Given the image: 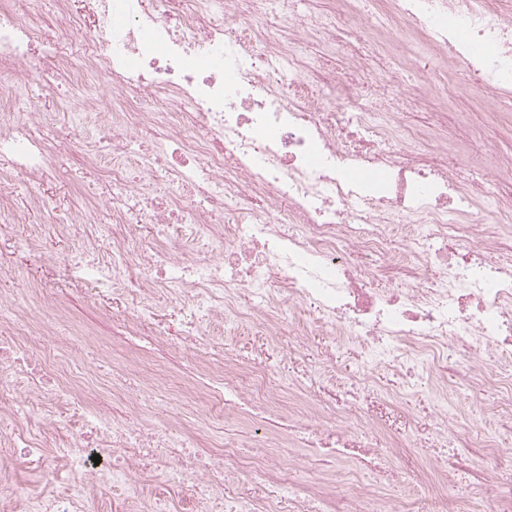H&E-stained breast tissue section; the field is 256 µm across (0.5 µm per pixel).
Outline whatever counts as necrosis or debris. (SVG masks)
Here are the masks:
<instances>
[{
	"instance_id": "1",
	"label": "necrosis or debris",
	"mask_w": 512,
	"mask_h": 512,
	"mask_svg": "<svg viewBox=\"0 0 512 512\" xmlns=\"http://www.w3.org/2000/svg\"><path fill=\"white\" fill-rule=\"evenodd\" d=\"M44 2L0 0V234L28 236L18 188L46 211L42 189L75 149L110 190L96 199L98 221L73 207L61 222L96 234L79 257L39 259L66 280L129 294L124 327L151 326L156 347L188 346L197 322L231 315L299 345L320 332L395 373L416 365L442 393L453 355L457 405L490 381L497 403H512V154L464 128L495 171L486 186L460 176L438 134L401 119L429 104L405 72L447 62L485 104L512 106V0H333L320 13L306 0H54L51 32ZM313 42L341 66L307 55ZM370 50L389 67L376 71ZM63 85L80 91L69 123L27 92ZM167 296L177 313L161 322ZM62 317L49 288L0 291V323L20 325L0 336V447L18 449L43 484L27 491L0 471V504L103 512L99 486L146 473L186 487L199 507L247 473L288 496L263 511L248 497L232 512H397L361 471L332 498L301 494L288 466L269 465L297 417L312 436L306 468L331 455L377 472L389 444L367 446L359 430L371 421L369 382L347 402L291 413L267 365L221 366L207 394L220 454L203 464L186 453V431L146 423L156 403L198 389L159 367L155 387L114 394L122 414L105 410L95 368L58 333ZM46 337L69 348L81 386L57 378L55 354L32 363L31 343ZM247 411L263 427L245 460L222 428ZM104 454L111 464H95Z\"/></svg>"
}]
</instances>
